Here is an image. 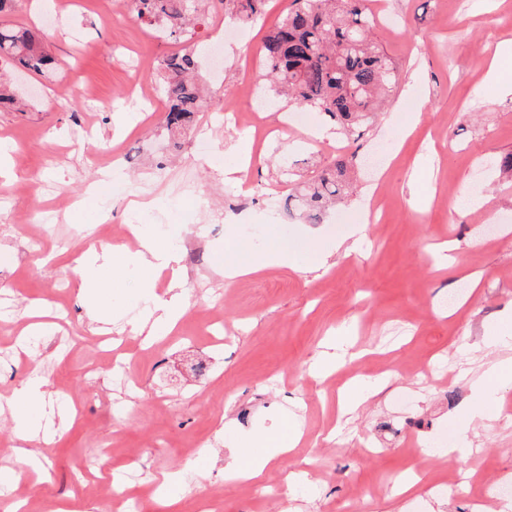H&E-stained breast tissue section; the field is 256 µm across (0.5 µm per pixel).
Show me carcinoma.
<instances>
[{
	"instance_id": "carcinoma-1",
	"label": "carcinoma",
	"mask_w": 512,
	"mask_h": 512,
	"mask_svg": "<svg viewBox=\"0 0 512 512\" xmlns=\"http://www.w3.org/2000/svg\"><path fill=\"white\" fill-rule=\"evenodd\" d=\"M366 0H291L281 22L265 38L263 63L270 90L296 109L312 108L335 121L348 136L367 127L396 83L397 65L374 39L375 21ZM265 0H126L144 25L163 29L176 39L190 35L207 15L224 11V20L253 22ZM42 28L0 25V61L17 62L33 72L53 68ZM168 87L167 127L188 128L204 111L210 94L195 79L198 62L188 47L160 64ZM0 110L19 111L17 95L3 83ZM349 162L339 159L288 195L287 207L299 205L303 218L318 224L330 202L347 187Z\"/></svg>"
}]
</instances>
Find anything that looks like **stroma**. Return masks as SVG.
Instances as JSON below:
<instances>
[{
	"label": "stroma",
	"mask_w": 512,
	"mask_h": 512,
	"mask_svg": "<svg viewBox=\"0 0 512 512\" xmlns=\"http://www.w3.org/2000/svg\"><path fill=\"white\" fill-rule=\"evenodd\" d=\"M290 2L267 0L252 25L223 31L216 16L197 29L202 77L219 94L179 136L166 127L158 67L181 44L142 25L121 0H53L48 11L17 0L7 15L14 25L46 26L59 65L21 74L15 90L25 110L0 112V138L14 146L12 165L0 171V248L11 254L0 262V306L9 310L0 343L58 289L70 346L0 358V471L14 475L0 485V512H17L21 488L38 512H108L104 483L168 477V496L147 498L144 512H193L198 498L220 512H428L430 489L447 512H512V389L464 461L428 456L459 439L449 419L472 400L466 371L486 360L472 350L482 324L512 311V172L500 166L512 154V99L488 80L480 53L512 39V0H367L399 81L355 141L324 114L269 108L242 92L266 88L260 49ZM132 111L140 120L128 128L121 118ZM234 112L251 115V125H235ZM241 143L252 149L243 186L224 179ZM342 155L353 159V195L317 225L289 215L293 182ZM105 177L124 191L90 194ZM375 193L384 221L367 224L362 253L333 255L319 270L225 279L223 252L259 250L270 239L302 251L312 234L336 238ZM136 195L154 214L155 234L181 244L187 313L148 344L127 323L142 308L139 276L103 296L102 308L122 315L102 328L122 340L116 368L133 380L125 390L107 376L84 377L97 325L77 297V270L81 253L100 242L94 223L110 222L108 244L126 245ZM443 240L456 257L445 269L432 249ZM217 299L220 348L208 323ZM342 334L366 356L326 380L311 377L309 365ZM198 356L212 360L208 378L187 368ZM363 374L389 382L343 412V386ZM36 376L48 382L42 424L50 436L34 440L31 460L15 451L8 400ZM296 415L300 444L265 472L275 495L259 502L249 483L225 479L228 444L261 431L278 437ZM108 447L111 471H80ZM412 468L420 492L398 495L396 477ZM292 470L303 476L291 486Z\"/></svg>",
	"instance_id": "35a3bbf8"
}]
</instances>
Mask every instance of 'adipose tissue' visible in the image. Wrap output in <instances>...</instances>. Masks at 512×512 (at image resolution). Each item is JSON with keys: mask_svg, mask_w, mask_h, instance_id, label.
I'll use <instances>...</instances> for the list:
<instances>
[{"mask_svg": "<svg viewBox=\"0 0 512 512\" xmlns=\"http://www.w3.org/2000/svg\"><path fill=\"white\" fill-rule=\"evenodd\" d=\"M130 231L136 240V250L104 244L84 253L79 265V296L87 302L95 300L127 271H137L143 282L141 299L144 306L133 329L150 339L172 331L185 315L182 256L171 240L159 239L144 225H131ZM297 265L296 250L275 242L259 254L245 248L228 252L224 256V276L235 279L271 267L294 268ZM161 273L168 276L166 295L162 298L155 292V280ZM477 348L495 351L496 357L484 364L470 380L474 400L455 419L456 427L465 437L477 434L479 428L490 425L501 416L500 393L512 385V316L484 324ZM45 394L46 382L39 378L15 391L13 416L17 442L26 444L32 440L33 426L41 413ZM301 437V431L292 426L283 439L269 445L264 453L237 449L224 468L225 478L259 480L268 465L278 456L287 454Z\"/></svg>", "mask_w": 512, "mask_h": 512, "instance_id": "1", "label": "adipose tissue"}]
</instances>
